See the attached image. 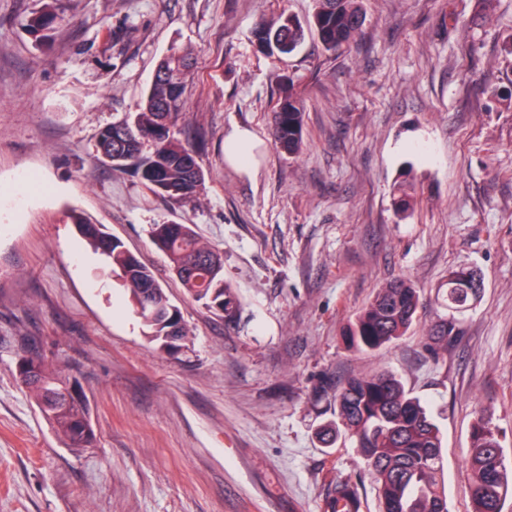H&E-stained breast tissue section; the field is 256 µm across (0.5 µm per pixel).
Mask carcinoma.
Wrapping results in <instances>:
<instances>
[{"instance_id":"carcinoma-1","label":"carcinoma","mask_w":512,"mask_h":512,"mask_svg":"<svg viewBox=\"0 0 512 512\" xmlns=\"http://www.w3.org/2000/svg\"><path fill=\"white\" fill-rule=\"evenodd\" d=\"M314 28L324 49L331 51L350 42L364 19L360 0H316ZM55 16L42 13L27 24L30 33L47 38ZM258 46L270 50L276 42L294 52L304 39L302 26L290 17L260 21L255 28ZM189 63L174 52L157 66L156 79L144 95L140 109L126 120L104 127L98 134V149L112 157L115 135L123 134L125 160L115 170L131 168L155 193L175 200L194 198L203 174L193 151L171 135L158 138V131L178 120L184 92L183 75ZM304 108L293 85L282 91L273 112V135L278 148L293 155L303 145ZM95 250L104 255L117 273L146 335L169 352H177L187 338L180 312L173 305L153 272L122 243L93 224L79 225ZM154 243L166 253L178 272L183 288L205 306L227 317L238 302L224 283L221 255L201 242L188 224H157ZM482 281L472 270L458 268L448 277V309L463 312L481 294ZM419 305V291L400 279L380 288L360 312L351 328L350 340L360 350L385 347L412 326ZM26 369L18 372L45 418L66 445L76 451L92 445L95 434L87 400L66 398L69 378L63 371L35 356H24ZM341 425L323 429V440L333 445L339 428L353 439L354 447L371 472L382 512H449L443 477L440 428L422 401L393 375L375 372L353 376L335 393ZM472 475V512H504L512 477L504 451L489 416L472 425V447L467 460ZM360 512L357 488L338 481L328 490L324 512H337L339 501Z\"/></svg>"}]
</instances>
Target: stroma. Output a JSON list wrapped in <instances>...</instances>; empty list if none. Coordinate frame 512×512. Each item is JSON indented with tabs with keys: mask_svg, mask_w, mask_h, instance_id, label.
<instances>
[{
	"mask_svg": "<svg viewBox=\"0 0 512 512\" xmlns=\"http://www.w3.org/2000/svg\"><path fill=\"white\" fill-rule=\"evenodd\" d=\"M355 40L312 30L316 0H0V512H323L336 481L380 512L355 448L325 447L347 377L393 373L443 438L450 512H471V424L492 417L512 465V0H362ZM48 9V39L27 30ZM305 38L260 51L259 20ZM194 66L174 135L192 145L196 198L116 171L96 136L137 112L159 62ZM304 144L280 152L270 117L284 78ZM250 129L249 170L224 139ZM413 210L397 215L399 185ZM103 225L154 272L190 338L151 342L121 280L77 228ZM187 224L223 256L233 318L190 296L153 242ZM482 295L448 310V275ZM421 290L417 317L365 353L347 331L385 283ZM455 323L445 349L433 332ZM35 354L85 393L93 447H66L20 383Z\"/></svg>",
	"mask_w": 512,
	"mask_h": 512,
	"instance_id": "1",
	"label": "stroma"
}]
</instances>
